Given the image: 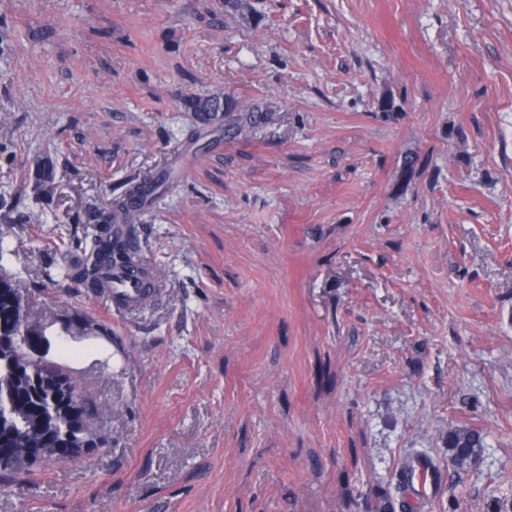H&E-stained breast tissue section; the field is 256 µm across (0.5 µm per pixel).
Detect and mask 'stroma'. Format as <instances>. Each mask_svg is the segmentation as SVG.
Returning a JSON list of instances; mask_svg holds the SVG:
<instances>
[{"instance_id": "1", "label": "stroma", "mask_w": 512, "mask_h": 512, "mask_svg": "<svg viewBox=\"0 0 512 512\" xmlns=\"http://www.w3.org/2000/svg\"><path fill=\"white\" fill-rule=\"evenodd\" d=\"M0 0V231L106 447L0 512H512V0ZM263 112L246 135L197 103ZM393 100L395 109L383 111ZM158 302L44 275L112 201ZM484 437L457 473L446 439ZM50 346L52 352H57L60 356H64L75 367L112 353V347L105 340H98L90 348H85L70 346L66 340L60 337H53Z\"/></svg>"}]
</instances>
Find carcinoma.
<instances>
[{
  "label": "carcinoma",
  "instance_id": "carcinoma-1",
  "mask_svg": "<svg viewBox=\"0 0 512 512\" xmlns=\"http://www.w3.org/2000/svg\"><path fill=\"white\" fill-rule=\"evenodd\" d=\"M200 112H222L226 124L224 133L235 136L254 127L262 120V114L252 108H244L231 98L209 99L198 104ZM170 175L160 173L151 181H144L131 188L124 198L113 201L99 225L96 234L77 242L81 256L75 262L56 267V276L62 279H77L94 285L104 267L133 266L139 262L138 252L130 243L121 240L112 231L115 213L128 207V198H142L140 209L151 206L159 191L166 185ZM13 255L5 237L0 235V450L26 448L30 442L27 424H32L42 409L56 406L64 410L58 416L57 432L67 434L75 441L91 448H103L108 436L97 427L100 407L96 400L84 393L79 381L60 362L32 356L29 343L22 336V325L30 321L24 283L11 274L6 267ZM78 396L84 411L76 419L69 418V400ZM448 463L457 471L471 468L481 456L484 448L482 434L472 428H455L448 431Z\"/></svg>",
  "mask_w": 512,
  "mask_h": 512
}]
</instances>
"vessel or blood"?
Masks as SVG:
<instances>
[{
	"mask_svg": "<svg viewBox=\"0 0 512 512\" xmlns=\"http://www.w3.org/2000/svg\"><path fill=\"white\" fill-rule=\"evenodd\" d=\"M158 284L156 272L140 263L123 271H104L96 294L115 311L128 313L142 308L146 297L155 296Z\"/></svg>",
	"mask_w": 512,
	"mask_h": 512,
	"instance_id": "b4317fda",
	"label": "vessel or blood"
}]
</instances>
